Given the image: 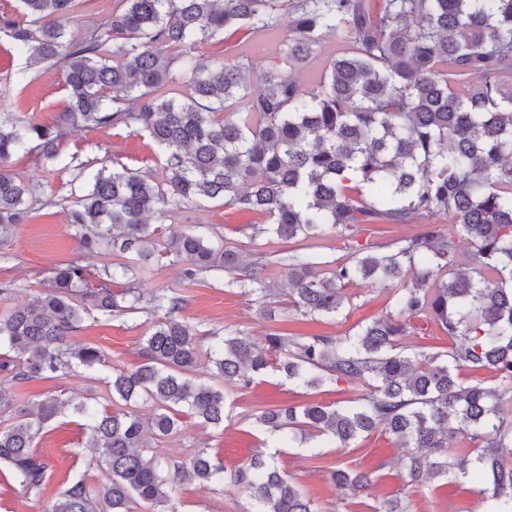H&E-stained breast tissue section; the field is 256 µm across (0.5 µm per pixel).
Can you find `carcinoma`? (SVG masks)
Listing matches in <instances>:
<instances>
[{
	"mask_svg": "<svg viewBox=\"0 0 512 512\" xmlns=\"http://www.w3.org/2000/svg\"><path fill=\"white\" fill-rule=\"evenodd\" d=\"M19 19L0 18V31L36 63L63 68L66 105L51 126L0 113V233L27 223L38 203L12 169L23 150L78 185L66 208L80 248L103 243L127 259L134 275L155 255L183 263L182 276L222 269L227 282L275 314L274 287L260 260L239 267L234 250L202 236H172L154 248V214L169 216L203 200L261 216L265 233L309 237L331 226L349 239L364 224H412L444 215L474 251L456 269L458 241L439 224L388 253L355 255L319 269L309 255L287 253L290 303L303 316L338 317L344 287L371 280L392 293L393 312L342 336L295 342L275 333L268 351L241 331H226L210 349L214 382L191 377L200 357L195 329L177 318L183 299H149L164 311L141 347L133 370L115 369L98 348L72 340L84 316L139 309L132 288L112 291L105 266L99 283L69 261L52 271L49 288L25 305L0 311V466L26 492L40 494L49 466L35 450L44 428L70 408L85 421V447L105 471L65 482L48 512H179L176 487L224 482L246 491L257 512H318L299 486L258 451L227 471L204 449L188 460H166L153 442L175 432L182 412L224 425V386L248 388L274 368L315 388L324 381L362 380L369 390L348 407L307 403L267 408L255 416L264 432L298 430L339 448L377 429L409 449L408 477L422 486L452 477L474 486L483 512H512V0H114L108 21L68 33L76 0H18ZM274 53L233 54L203 61L202 44L280 29ZM328 35L344 49L321 56ZM173 50L165 56L161 48ZM320 64V81L299 71ZM185 86L167 96L173 69ZM260 70L259 84L248 77ZM479 75L482 81L473 82ZM144 132L159 149L163 179L125 166L89 171L91 161L63 157L74 125ZM399 281L402 286L394 287ZM424 315L448 337V348L426 353L406 342L407 320ZM109 369L101 381L110 412L50 394L20 401L16 388L66 376L78 368ZM487 370L497 385H467L459 370ZM152 403L147 415L128 407ZM458 438L469 448H452ZM356 495L371 482L357 467L329 473Z\"/></svg>",
	"mask_w": 512,
	"mask_h": 512,
	"instance_id": "carcinoma-1",
	"label": "carcinoma"
}]
</instances>
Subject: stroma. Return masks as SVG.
<instances>
[{"label": "stroma", "mask_w": 512, "mask_h": 512, "mask_svg": "<svg viewBox=\"0 0 512 512\" xmlns=\"http://www.w3.org/2000/svg\"><path fill=\"white\" fill-rule=\"evenodd\" d=\"M27 72L28 85L18 84L16 77ZM63 71L60 67L28 66L27 54L11 38L0 32V110L15 112L49 124L66 105ZM65 156L82 161H101L106 166L123 164L129 168L160 173L162 161L154 146L143 136L128 129L108 127H75L61 144ZM15 170L30 180L39 191L56 198H69L71 187L65 172L49 174L45 163L34 155H19ZM256 215L224 208L213 202H201L180 209L175 216L165 217L161 225L167 233L194 231L207 237L222 236L225 245L237 251L241 266H248L259 257L271 260L269 274L276 287L287 284L286 268L277 266L283 253L297 249L309 254L313 261L344 259L372 250L387 252L404 240L422 234L430 217L412 224L364 225L351 240H343L335 229L328 228L316 236L284 241L259 232ZM82 260L90 271L103 264L117 263L109 247L100 246L97 253L83 255L74 229L67 224L63 206L37 210L28 223L19 225L8 239H0V286L12 284L13 292L0 300V310L28 302L47 286L52 268L70 260ZM228 273L212 270L200 273L194 281L183 280L180 264L163 258L136 277L116 278L112 289L138 288L144 296L161 290L181 294L184 299L179 316L193 326L202 349H209L210 332L241 331L257 345H264L268 334L295 333L337 336L359 324L386 317L390 311V294L367 282L346 286L349 297L343 312L335 320L308 319L299 316L287 296H279L280 313L275 320L259 315L256 305L239 288L228 286ZM159 315L149 309L123 313L109 319L87 315L74 339L101 348L113 367L134 369L141 362L142 342ZM99 372L78 369L56 379L25 384L19 390L21 400H34L47 392L62 391L76 401L94 400L98 408L112 406V396L99 381ZM226 409L224 424L213 427L197 419L182 416L180 431L160 441L161 456L183 460L196 450L205 448L223 460L226 468L245 464L256 448H266L276 456L279 468L287 473L317 504L320 512H375L384 501L400 499L409 512H482L481 499L470 485L455 480H440L427 487H414L405 470L406 452L388 433L375 431L358 438L351 447L339 449L321 441L320 454H313L300 437H279L257 432L254 416L259 410L276 405L320 402L345 406L361 396L365 387L357 380L327 382L301 389L278 372L258 378L248 388L228 385L224 388ZM82 420L64 414L45 429L37 441V449L46 460L51 478L46 490L38 496L27 495L7 471L0 467V512H47L67 478L88 474L100 480L102 472L93 464L83 446ZM337 466H358L371 474L372 483L359 496H347L334 485L328 472ZM180 512H255V503L244 490L225 484L207 488L185 483L177 488Z\"/></svg>", "instance_id": "35a3bbf8"}]
</instances>
